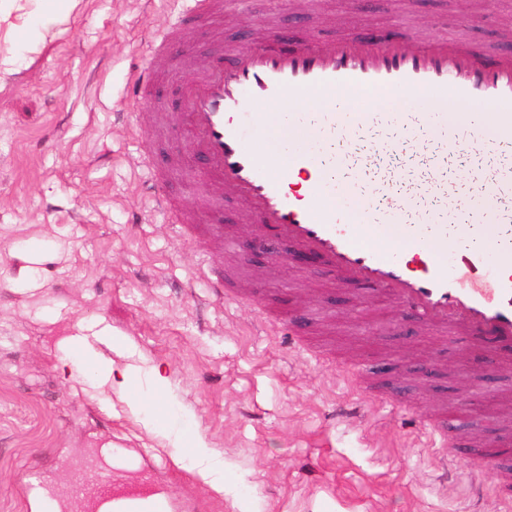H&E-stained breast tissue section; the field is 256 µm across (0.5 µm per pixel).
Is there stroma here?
I'll use <instances>...</instances> for the list:
<instances>
[{
  "label": "stroma",
  "instance_id": "35a3bbf8",
  "mask_svg": "<svg viewBox=\"0 0 512 512\" xmlns=\"http://www.w3.org/2000/svg\"><path fill=\"white\" fill-rule=\"evenodd\" d=\"M335 25L313 30L290 0H248L215 23L183 31L197 56L252 42L276 12L284 49L406 20L435 37L465 26L491 42L512 0H314ZM182 0H79L38 26L7 35L0 24V512H49L73 501L108 469L128 492H163L171 512H512V446H502L496 406L512 397V368L461 381L462 368L493 361L471 336L427 332L419 316L378 288L332 284L325 268L291 262L294 249L269 241L281 261L250 299L217 294V268L251 279L267 258H245L247 225L235 206L188 162L187 130L161 139L132 131L131 73L170 32ZM176 165L168 185L181 210L220 224L232 251H211L177 233L152 193L156 171ZM292 312L301 342L288 343L263 302ZM80 339L84 358L71 352ZM137 367L150 403L152 367L170 379L165 424L200 434L230 484L218 495L189 460L101 383L95 361ZM376 383L392 409L361 393ZM449 403L448 453L425 427ZM482 430L476 468L466 444ZM45 480L47 496L29 491Z\"/></svg>",
  "mask_w": 512,
  "mask_h": 512
}]
</instances>
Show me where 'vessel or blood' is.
<instances>
[{
    "instance_id": "b4317fda",
    "label": "vessel or blood",
    "mask_w": 512,
    "mask_h": 512,
    "mask_svg": "<svg viewBox=\"0 0 512 512\" xmlns=\"http://www.w3.org/2000/svg\"><path fill=\"white\" fill-rule=\"evenodd\" d=\"M277 35L270 14L231 60L202 59L180 91L185 111L157 115L155 134L189 131L208 182L238 204L253 237L270 233L317 254L336 281L386 289L435 329L512 346V52L502 49L512 22L485 46L432 39L417 26L306 39L288 51L273 47ZM188 59L151 54L131 78L133 107ZM312 91L325 106L290 111ZM366 92L417 105L355 103ZM268 105L282 111L277 152L250 134L267 127ZM368 130L374 137L359 157L334 150L335 140ZM452 155L489 163L452 172ZM477 224L490 225L489 242L471 243ZM90 497L96 512H132L108 478Z\"/></svg>"
}]
</instances>
